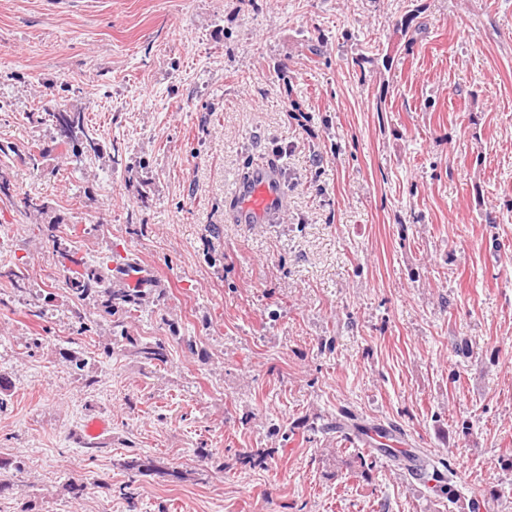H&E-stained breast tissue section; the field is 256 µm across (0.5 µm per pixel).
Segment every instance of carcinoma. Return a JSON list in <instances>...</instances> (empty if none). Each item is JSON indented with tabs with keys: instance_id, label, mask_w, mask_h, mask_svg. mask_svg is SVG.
I'll use <instances>...</instances> for the list:
<instances>
[{
	"instance_id": "cac0c4a2",
	"label": "carcinoma",
	"mask_w": 512,
	"mask_h": 512,
	"mask_svg": "<svg viewBox=\"0 0 512 512\" xmlns=\"http://www.w3.org/2000/svg\"><path fill=\"white\" fill-rule=\"evenodd\" d=\"M55 126L56 147L73 151L74 157H101V149L93 130L85 126L81 112H71L58 106L47 113ZM39 233L52 242L57 263L66 274L67 285L78 296L92 298L99 302L104 316L116 327H122L146 303L158 302L161 293L152 287V275L133 255H122L113 250L99 262L91 263L79 252L71 249L64 237L58 235L54 223L37 225ZM135 353L146 364L156 365L166 362V346L162 342L135 344ZM236 462L243 467H256L264 464V456L248 448L235 454ZM122 467L134 474L151 469L152 464L137 453L127 455ZM455 471L449 463L442 468L424 473V483L434 494L456 496L453 485Z\"/></svg>"
}]
</instances>
